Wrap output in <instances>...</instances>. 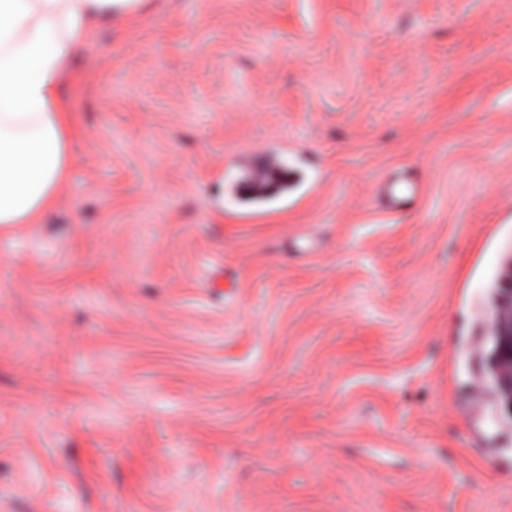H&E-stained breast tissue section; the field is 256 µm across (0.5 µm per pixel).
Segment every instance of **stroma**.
I'll list each match as a JSON object with an SVG mask.
<instances>
[{"label": "stroma", "instance_id": "stroma-1", "mask_svg": "<svg viewBox=\"0 0 512 512\" xmlns=\"http://www.w3.org/2000/svg\"><path fill=\"white\" fill-rule=\"evenodd\" d=\"M75 69L0 228V512H512V0H145ZM512 279L509 278L506 281V288L501 290L505 292V297L500 299V308L504 310L510 309L511 296H512ZM507 329V330H506ZM505 330L507 332H505ZM495 331L499 336L496 348L491 357L490 369L498 376L499 388L502 394L505 396V410L512 414V380L511 376L505 373V369L510 365L512 361V321H511V309L507 326L504 321V316L501 314L500 325L496 324Z\"/></svg>", "mask_w": 512, "mask_h": 512}]
</instances>
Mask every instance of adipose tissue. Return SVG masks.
<instances>
[{"label":"adipose tissue","instance_id":"adipose-tissue-1","mask_svg":"<svg viewBox=\"0 0 512 512\" xmlns=\"http://www.w3.org/2000/svg\"><path fill=\"white\" fill-rule=\"evenodd\" d=\"M144 0H0V226L37 224L71 167L65 77L100 25Z\"/></svg>","mask_w":512,"mask_h":512}]
</instances>
